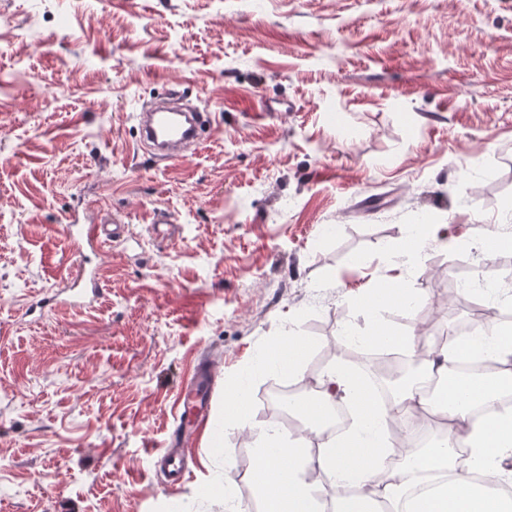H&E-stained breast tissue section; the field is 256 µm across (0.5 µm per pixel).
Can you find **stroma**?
<instances>
[{
	"label": "stroma",
	"instance_id": "35a3bbf8",
	"mask_svg": "<svg viewBox=\"0 0 512 512\" xmlns=\"http://www.w3.org/2000/svg\"><path fill=\"white\" fill-rule=\"evenodd\" d=\"M174 85L211 130L160 162L134 115ZM84 200L136 241L78 251ZM422 220L467 250L427 238L406 277ZM478 230L512 234V0H0V512H259L225 386L245 378L263 420L260 391L292 382L256 368L276 337L311 342L314 383L346 324L456 328L470 313L438 287L483 270ZM85 266L93 307L29 315ZM368 288L423 303L370 320ZM205 357L218 379L173 487L159 459ZM424 231H421V227ZM432 224H421L411 228L404 238V246L402 250L403 265L406 270L417 268L424 260L425 254L422 244L424 234H429ZM419 227V229H418Z\"/></svg>",
	"mask_w": 512,
	"mask_h": 512
}]
</instances>
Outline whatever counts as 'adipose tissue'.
Returning <instances> with one entry per match:
<instances>
[{"label":"adipose tissue","mask_w":512,"mask_h":512,"mask_svg":"<svg viewBox=\"0 0 512 512\" xmlns=\"http://www.w3.org/2000/svg\"><path fill=\"white\" fill-rule=\"evenodd\" d=\"M310 351L304 337L292 333L278 340L263 363L265 369L283 370L303 380L302 366ZM501 363L492 376H463L453 372L463 356ZM423 370H436L445 380L437 410L448 416L453 433L464 435L465 448L440 439L425 448H394L387 444L393 421L412 416L425 402L420 386H404L392 406H376L370 394L352 377L343 363H336L319 381V402L297 403L306 431L317 434L328 405L343 403L351 423L342 435L322 441L310 453L302 439L282 435L274 426L256 424L251 415L249 392L243 382L225 390L224 420L249 430L254 469L252 493L260 498L262 512H380L389 501L394 512H512V496L490 493V485H512V409L486 419L475 408L501 401L512 394V330L488 328L456 337L439 354L421 361ZM318 467L334 480L338 493L322 504L306 479ZM386 469L387 484L376 482ZM419 469L446 472L447 479L435 493L422 497L407 491L410 474Z\"/></svg>","instance_id":"1"}]
</instances>
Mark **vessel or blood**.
Returning <instances> with one entry per match:
<instances>
[{"label": "vessel or blood", "instance_id": "vessel-or-blood-1", "mask_svg": "<svg viewBox=\"0 0 512 512\" xmlns=\"http://www.w3.org/2000/svg\"><path fill=\"white\" fill-rule=\"evenodd\" d=\"M140 142L152 149L164 162H175L185 157L190 146L201 137L204 126L197 123L184 126L176 109L165 103H157L136 116ZM67 222L79 247L93 250L104 245L129 238L130 233L120 219L95 221L79 209H71ZM101 295L99 273L82 268L66 287L46 297L44 306L54 308L70 306L76 309L92 306ZM214 370L211 365H200L194 378L183 385V429H190L207 415L213 391Z\"/></svg>", "mask_w": 512, "mask_h": 512}]
</instances>
